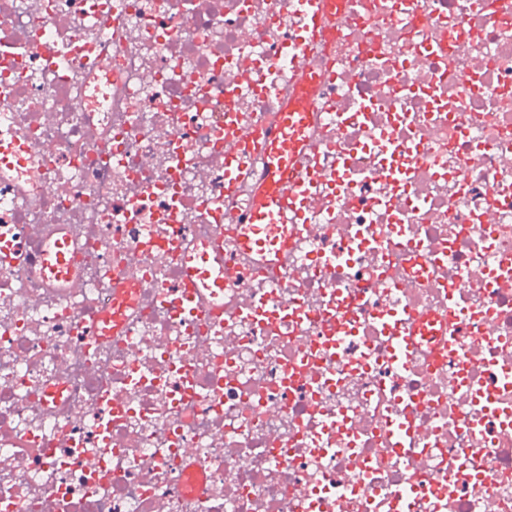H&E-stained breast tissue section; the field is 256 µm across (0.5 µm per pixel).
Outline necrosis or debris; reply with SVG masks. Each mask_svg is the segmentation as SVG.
<instances>
[{
  "label": "necrosis or debris",
  "mask_w": 512,
  "mask_h": 512,
  "mask_svg": "<svg viewBox=\"0 0 512 512\" xmlns=\"http://www.w3.org/2000/svg\"><path fill=\"white\" fill-rule=\"evenodd\" d=\"M0 0V512H512V0ZM309 79L279 275L237 251ZM80 287L47 281L44 229ZM224 265L198 310L184 250ZM436 277L426 282L428 266ZM127 324L97 318L116 277ZM454 317L447 347L398 338Z\"/></svg>",
  "instance_id": "necrosis-or-debris-1"
}]
</instances>
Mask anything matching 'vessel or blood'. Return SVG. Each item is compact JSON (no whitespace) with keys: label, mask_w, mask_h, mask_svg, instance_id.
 Wrapping results in <instances>:
<instances>
[{"label":"vessel or blood","mask_w":512,"mask_h":512,"mask_svg":"<svg viewBox=\"0 0 512 512\" xmlns=\"http://www.w3.org/2000/svg\"><path fill=\"white\" fill-rule=\"evenodd\" d=\"M315 115L308 95L302 94L270 119L274 135L267 157L271 176L255 198L251 223L242 225L238 244L243 253L279 267L287 264L302 231L301 225L285 222V208L299 181V158L308 143V129ZM72 244L61 239L50 245L42 259L45 276L53 281H67L73 272L69 254ZM188 286L192 295L223 288L224 268L208 252L188 258Z\"/></svg>","instance_id":"vessel-or-blood-1"}]
</instances>
